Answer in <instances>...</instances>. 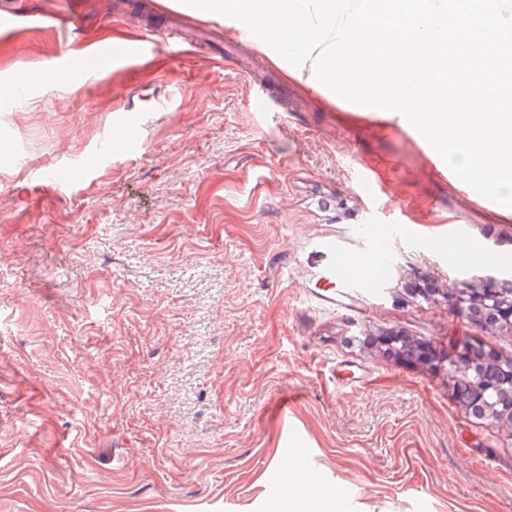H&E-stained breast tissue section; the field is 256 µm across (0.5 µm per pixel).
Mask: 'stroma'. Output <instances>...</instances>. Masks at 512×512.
I'll list each match as a JSON object with an SVG mask.
<instances>
[{"label":"stroma","instance_id":"35a3bbf8","mask_svg":"<svg viewBox=\"0 0 512 512\" xmlns=\"http://www.w3.org/2000/svg\"><path fill=\"white\" fill-rule=\"evenodd\" d=\"M171 2L0 0V89L34 78L0 112V512H286L294 453L325 512H512V431L448 374L465 337L512 360L456 294L512 291V222ZM150 16L155 54L79 70ZM334 249L383 254L366 293L320 289ZM399 332L431 360L362 345Z\"/></svg>","mask_w":512,"mask_h":512}]
</instances>
